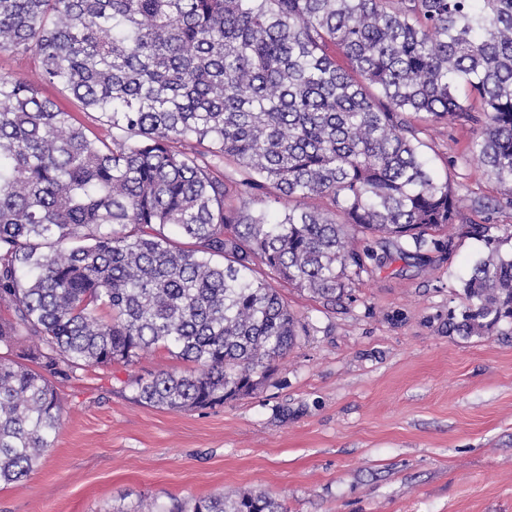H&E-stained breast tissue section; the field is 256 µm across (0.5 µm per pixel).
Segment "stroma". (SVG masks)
<instances>
[{
	"instance_id": "obj_1",
	"label": "stroma",
	"mask_w": 512,
	"mask_h": 512,
	"mask_svg": "<svg viewBox=\"0 0 512 512\" xmlns=\"http://www.w3.org/2000/svg\"><path fill=\"white\" fill-rule=\"evenodd\" d=\"M0 74L37 83L89 136L98 113L40 82L29 54ZM439 178L478 199L432 242L359 236L366 272L336 305L273 285L306 333L254 392L212 409L142 403L134 381L186 370L162 349L131 366L54 380L59 429L39 467L0 487V512H136L259 489L287 512H512V321L486 336L448 329L462 281L486 254H512V206L469 152L481 126L416 118Z\"/></svg>"
}]
</instances>
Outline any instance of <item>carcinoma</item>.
I'll return each instance as SVG.
<instances>
[{"mask_svg":"<svg viewBox=\"0 0 512 512\" xmlns=\"http://www.w3.org/2000/svg\"><path fill=\"white\" fill-rule=\"evenodd\" d=\"M2 52L112 135L0 75V346L33 341L31 367L0 356V484L53 446V378L163 349L195 369L137 379L139 401L222 406L304 333L256 267L334 304L365 267L351 228L419 247L462 219L411 115L482 124L473 154L512 205V0H0ZM485 244L448 318L462 336L512 319V257ZM171 512L285 509L254 490ZM0 74L36 83L40 95L53 99L61 108L71 112L77 124L84 126L91 138L94 136L108 138L110 128L104 124L98 113L85 110L77 100L58 87L40 82L38 62L32 55L0 53Z\"/></svg>","mask_w":512,"mask_h":512,"instance_id":"carcinoma-1","label":"carcinoma"}]
</instances>
